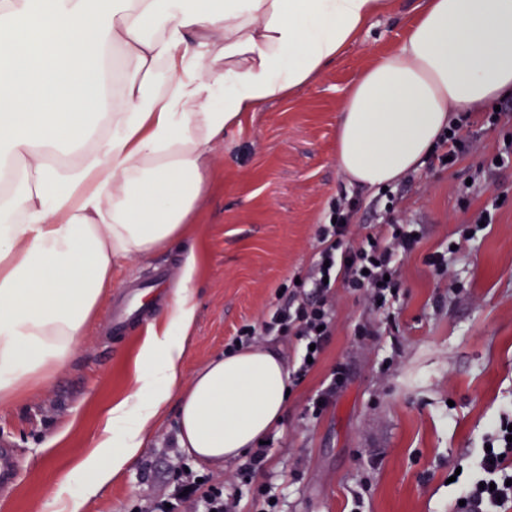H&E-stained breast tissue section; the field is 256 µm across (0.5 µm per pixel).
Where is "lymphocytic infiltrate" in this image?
<instances>
[{
  "mask_svg": "<svg viewBox=\"0 0 512 512\" xmlns=\"http://www.w3.org/2000/svg\"><path fill=\"white\" fill-rule=\"evenodd\" d=\"M353 204L346 198L333 200L330 219L317 229L318 247L307 275L292 293L282 295L273 311L259 325L242 327L232 340L244 347L259 336H295L304 344L303 358L290 373L292 385L301 384L320 362L333 334L337 288L364 297L369 306L390 304L401 287V265L421 236L414 225L387 215L375 233L358 245L348 240ZM512 420L492 425L478 475L462 483L459 512H500L512 502ZM192 499L198 512H236V499L228 497L224 485L193 472L178 470L176 484L166 498L141 505L139 512H176L183 499Z\"/></svg>",
  "mask_w": 512,
  "mask_h": 512,
  "instance_id": "1",
  "label": "lymphocytic infiltrate"
}]
</instances>
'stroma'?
Masks as SVG:
<instances>
[{"label": "stroma", "mask_w": 512, "mask_h": 512, "mask_svg": "<svg viewBox=\"0 0 512 512\" xmlns=\"http://www.w3.org/2000/svg\"><path fill=\"white\" fill-rule=\"evenodd\" d=\"M318 80L295 97L249 113L224 135L212 158V189L184 243L147 259L121 261L96 317L68 359L20 401L0 408V444L8 443L21 478L0 487V512H43L76 461L90 450L103 410L126 397L148 327L124 336L110 326L123 286L151 281L169 267L174 292L194 254L196 319L184 362L192 377L246 325L259 322L281 285L307 270L317 224L329 200L358 198L351 239L377 224L378 190L349 187L336 164L339 105L358 75L397 51L422 0H394ZM461 135L476 150L452 168L413 170L403 210L423 230L405 259L397 300L373 311L345 290L336 295L335 328L321 363L288 399L282 425L268 436L265 469L250 485L235 481L241 462L207 470L175 440L178 407L169 404L141 459L86 512H134L172 490L175 468L224 483L239 512H255V488L279 512H455V467L478 472L491 424L512 415V158L492 167L512 137V120L473 115ZM489 213L488 225L478 224ZM444 256L448 275L429 265ZM371 323L373 342L357 329ZM349 378L320 417L306 408L336 363Z\"/></svg>", "instance_id": "stroma-1"}]
</instances>
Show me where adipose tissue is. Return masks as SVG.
I'll use <instances>...</instances> for the list:
<instances>
[{
    "label": "adipose tissue",
    "mask_w": 512,
    "mask_h": 512,
    "mask_svg": "<svg viewBox=\"0 0 512 512\" xmlns=\"http://www.w3.org/2000/svg\"><path fill=\"white\" fill-rule=\"evenodd\" d=\"M392 0H0V406L74 353L115 265L179 244L212 183V154L245 113L314 83ZM512 95V0H424L395 53L339 108L350 184L399 181L459 112ZM195 263L151 325L129 395L103 415L86 501L144 453L170 400L177 443L221 467L279 427L286 361L244 347L182 366Z\"/></svg>",
    "instance_id": "ef3b65f1"
}]
</instances>
